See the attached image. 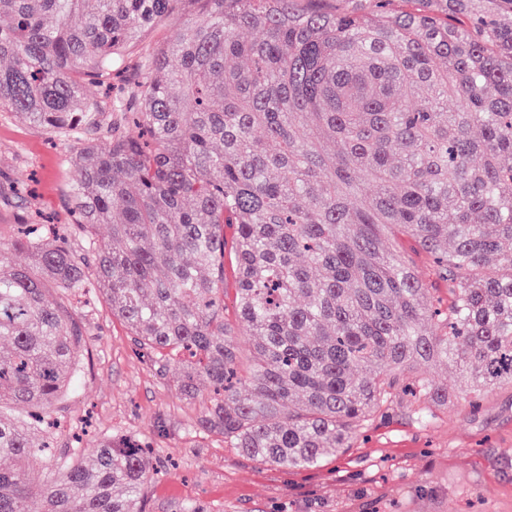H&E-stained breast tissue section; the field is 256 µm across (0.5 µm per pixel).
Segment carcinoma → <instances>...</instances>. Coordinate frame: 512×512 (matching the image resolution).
Instances as JSON below:
<instances>
[{"mask_svg": "<svg viewBox=\"0 0 512 512\" xmlns=\"http://www.w3.org/2000/svg\"><path fill=\"white\" fill-rule=\"evenodd\" d=\"M371 2L367 15L323 0H0V107L82 142L81 247L34 228L0 244V460L17 462L0 467V512L33 491L37 512H143L151 456L135 440L37 467L50 443L33 431L81 375L66 294L92 282L138 349L181 368L186 398L209 380L199 429L262 464L306 469L353 447L412 362L512 384V0ZM196 3L94 111L86 86ZM226 224L254 341L244 380L224 319ZM393 227L450 284L441 328L387 245Z\"/></svg>", "mask_w": 512, "mask_h": 512, "instance_id": "cac0c4a2", "label": "carcinoma"}]
</instances>
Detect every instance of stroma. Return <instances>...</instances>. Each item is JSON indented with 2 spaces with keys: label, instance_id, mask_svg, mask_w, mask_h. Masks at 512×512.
Instances as JSON below:
<instances>
[{
  "label": "stroma",
  "instance_id": "35a3bbf8",
  "mask_svg": "<svg viewBox=\"0 0 512 512\" xmlns=\"http://www.w3.org/2000/svg\"><path fill=\"white\" fill-rule=\"evenodd\" d=\"M74 140L50 137L0 110V239L21 207L75 221L69 191L77 177ZM77 312L86 327L85 370L75 393L55 408L65 428L50 471L85 443L129 437L149 447L152 470L144 512H512V385L484 388L470 407L456 360L416 364L414 374L447 388V404L420 421L416 406L395 403L359 428L346 454L309 470L257 464L196 423L201 404L183 398L174 364L142 357L102 293L86 291Z\"/></svg>",
  "mask_w": 512,
  "mask_h": 512
}]
</instances>
